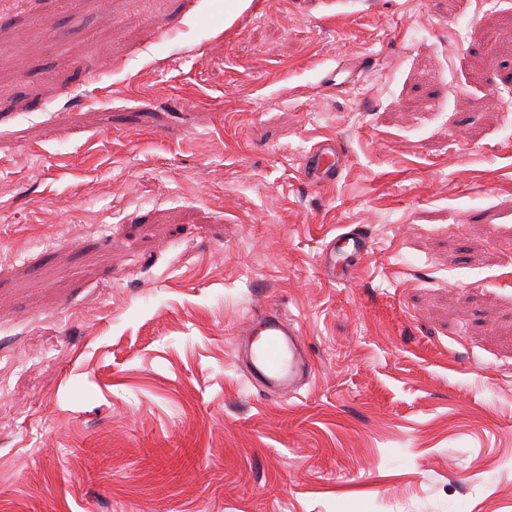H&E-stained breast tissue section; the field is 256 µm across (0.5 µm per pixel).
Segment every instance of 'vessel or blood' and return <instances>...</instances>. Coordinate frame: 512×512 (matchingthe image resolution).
Listing matches in <instances>:
<instances>
[{
    "instance_id": "vessel-or-blood-1",
    "label": "vessel or blood",
    "mask_w": 512,
    "mask_h": 512,
    "mask_svg": "<svg viewBox=\"0 0 512 512\" xmlns=\"http://www.w3.org/2000/svg\"><path fill=\"white\" fill-rule=\"evenodd\" d=\"M342 164L340 148L334 139L327 138L303 156L299 175L318 188L335 179ZM370 250V237L354 227L325 243L319 264L328 281H343ZM238 354L250 376L271 396L296 393L315 373L299 331L275 308H263L252 315L241 332Z\"/></svg>"
}]
</instances>
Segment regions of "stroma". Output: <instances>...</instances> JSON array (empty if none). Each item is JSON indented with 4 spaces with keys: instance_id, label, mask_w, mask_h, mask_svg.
Returning <instances> with one entry per match:
<instances>
[{
    "instance_id": "stroma-1",
    "label": "stroma",
    "mask_w": 512,
    "mask_h": 512,
    "mask_svg": "<svg viewBox=\"0 0 512 512\" xmlns=\"http://www.w3.org/2000/svg\"><path fill=\"white\" fill-rule=\"evenodd\" d=\"M0 512H512V0H0ZM343 155L332 138L321 141L306 153L300 163V178L313 187H321L334 180L342 167ZM370 250V237L360 227L350 228L325 243L319 264L328 281H347L353 265ZM239 336V357L266 394L292 395L314 375L300 332L278 309L256 311Z\"/></svg>"
}]
</instances>
